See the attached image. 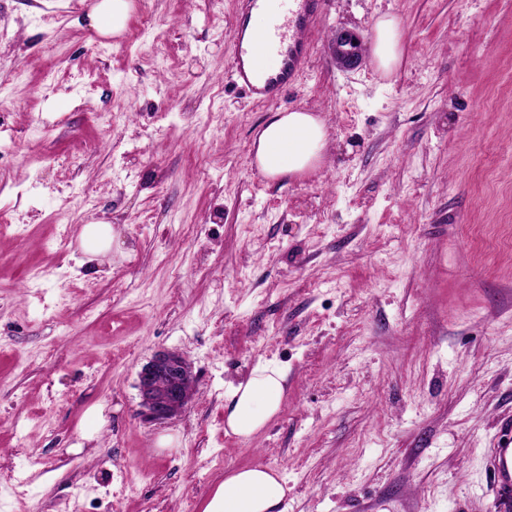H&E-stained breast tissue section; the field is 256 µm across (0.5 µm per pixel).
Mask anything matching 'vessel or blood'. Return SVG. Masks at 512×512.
Listing matches in <instances>:
<instances>
[{
  "label": "vessel or blood",
  "instance_id": "b4317fda",
  "mask_svg": "<svg viewBox=\"0 0 512 512\" xmlns=\"http://www.w3.org/2000/svg\"><path fill=\"white\" fill-rule=\"evenodd\" d=\"M323 0H248L249 9L267 11L258 39L245 37L246 22H238L231 37L235 73L256 100L271 101L297 81L311 50L309 33L322 14ZM508 438L486 459L497 491L500 512H512V423L503 424Z\"/></svg>",
  "mask_w": 512,
  "mask_h": 512
}]
</instances>
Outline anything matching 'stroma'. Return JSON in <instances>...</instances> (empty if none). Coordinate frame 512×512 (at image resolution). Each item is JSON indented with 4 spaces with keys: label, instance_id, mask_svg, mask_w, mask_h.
I'll return each mask as SVG.
<instances>
[{
    "label": "stroma",
    "instance_id": "obj_1",
    "mask_svg": "<svg viewBox=\"0 0 512 512\" xmlns=\"http://www.w3.org/2000/svg\"><path fill=\"white\" fill-rule=\"evenodd\" d=\"M93 2L0 0V512H202L254 466L286 475V512H496L512 0H324L304 73L269 102L235 85L244 0H131L109 36ZM299 109L325 118L327 155L268 179L254 142ZM92 220L116 238L87 265ZM160 350L187 356L198 394L153 423L137 377ZM260 361L285 390L243 439L224 393ZM374 29V58L381 70L391 72L401 59V28L395 17L386 14L377 20Z\"/></svg>",
    "mask_w": 512,
    "mask_h": 512
}]
</instances>
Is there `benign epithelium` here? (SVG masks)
<instances>
[{
    "label": "benign epithelium",
    "instance_id": "7a95c632",
    "mask_svg": "<svg viewBox=\"0 0 512 512\" xmlns=\"http://www.w3.org/2000/svg\"><path fill=\"white\" fill-rule=\"evenodd\" d=\"M137 387L144 416L157 423L181 415L195 396L191 366L175 351L156 353L141 368Z\"/></svg>",
    "mask_w": 512,
    "mask_h": 512
}]
</instances>
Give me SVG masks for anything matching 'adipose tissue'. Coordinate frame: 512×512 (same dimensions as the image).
Segmentation results:
<instances>
[{
    "mask_svg": "<svg viewBox=\"0 0 512 512\" xmlns=\"http://www.w3.org/2000/svg\"><path fill=\"white\" fill-rule=\"evenodd\" d=\"M402 31L395 17L381 16L375 24L373 55L378 67L392 71L401 59ZM323 119L304 110L276 112L264 124L256 142L255 162L267 177L299 174L315 168L327 149ZM286 374L277 364L260 361L248 378L224 396L227 432L248 438L279 410ZM285 475L266 467L232 469L209 496L203 512H285Z\"/></svg>",
    "mask_w": 512,
    "mask_h": 512,
    "instance_id": "ef3b65f1",
    "label": "adipose tissue"
}]
</instances>
